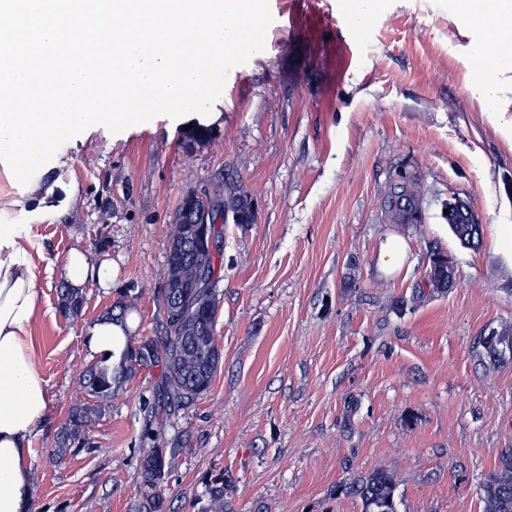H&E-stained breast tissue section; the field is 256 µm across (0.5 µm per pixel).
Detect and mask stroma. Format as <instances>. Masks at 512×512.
Instances as JSON below:
<instances>
[{
	"label": "stroma",
	"instance_id": "obj_1",
	"mask_svg": "<svg viewBox=\"0 0 512 512\" xmlns=\"http://www.w3.org/2000/svg\"><path fill=\"white\" fill-rule=\"evenodd\" d=\"M265 48L228 75L206 142L158 116L63 146L50 173L74 189L54 223L31 221L40 307L30 327L49 414L31 436L32 512H133L150 447L157 372L139 370L86 445L54 444L92 357L90 326L120 295L138 301L133 336H157L170 224L182 198L223 179L257 221L224 227L208 394L166 426L177 466L171 512H202L225 476L226 512H361L339 482L376 467L397 480L399 512H484L482 485L512 448V109L489 111L470 56L483 30L453 0H268ZM417 183L422 221L383 211L399 177ZM465 203L481 242L461 244L444 211ZM403 263L383 268L387 241ZM84 248L111 260L112 287L87 282L63 316L61 262ZM451 288H422L432 249Z\"/></svg>",
	"mask_w": 512,
	"mask_h": 512
}]
</instances>
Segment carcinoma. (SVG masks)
<instances>
[{
	"mask_svg": "<svg viewBox=\"0 0 512 512\" xmlns=\"http://www.w3.org/2000/svg\"><path fill=\"white\" fill-rule=\"evenodd\" d=\"M197 214L206 215L216 243H221L224 224L241 223L247 217L256 222L252 197L239 185L224 182L203 191ZM419 206L415 186L398 181L385 204L387 217L398 221L402 212ZM193 215L177 209L169 233L167 265L173 267L181 287L162 288L158 301L163 309L164 335L138 337L116 366L94 361L82 372L81 388L88 399L74 404L67 423L59 431L55 453L64 455L85 444L84 429L98 420L118 396L123 381L140 367L160 370L148 412L160 429L171 422L186 404L207 393L222 362L214 321L220 304L217 284L224 270L221 255L210 254L194 242L196 225L188 223ZM455 222L448 213V225L464 245L479 241L481 225ZM425 279L431 288H447L453 283L448 257L433 251L429 255ZM83 305L81 293L69 288L61 293L60 308L64 315L76 316ZM176 464V449L155 443L142 449L139 459V500L135 512H169L168 499L162 492L166 477ZM397 481L393 473L378 468L336 485V494L360 501L362 512H398L395 497ZM485 512H512V450L504 453L483 483ZM204 512H224V478L212 482Z\"/></svg>",
	"mask_w": 512,
	"mask_h": 512,
	"instance_id": "1",
	"label": "carcinoma"
}]
</instances>
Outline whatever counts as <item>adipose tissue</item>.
Listing matches in <instances>:
<instances>
[{"label": "adipose tissue", "instance_id": "ef3b65f1", "mask_svg": "<svg viewBox=\"0 0 512 512\" xmlns=\"http://www.w3.org/2000/svg\"><path fill=\"white\" fill-rule=\"evenodd\" d=\"M461 14L473 26L488 27L487 39L472 48L492 81L483 85L492 104L512 100V59L500 54V45L512 41V31L502 28L512 19V0H463ZM62 181L38 178L23 197L11 199L0 209V512H30V437L49 413V396L35 366L29 328L39 309L36 260L28 245V217L53 221L63 207L49 199ZM69 287L82 289L91 280L111 287L115 272L111 262L90 266L80 248L69 251L62 263ZM132 320L101 319L93 324L85 344L93 358L112 364L125 352Z\"/></svg>", "mask_w": 512, "mask_h": 512}]
</instances>
